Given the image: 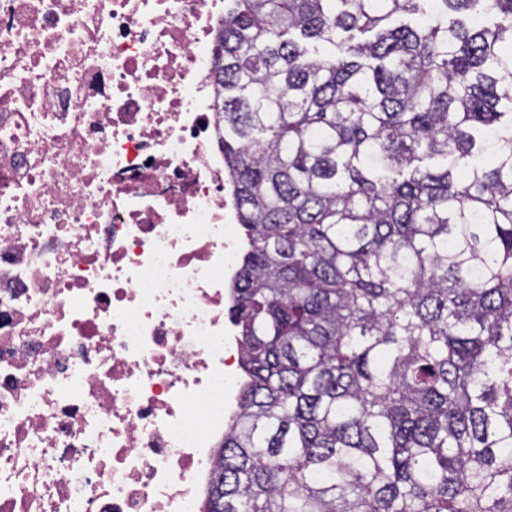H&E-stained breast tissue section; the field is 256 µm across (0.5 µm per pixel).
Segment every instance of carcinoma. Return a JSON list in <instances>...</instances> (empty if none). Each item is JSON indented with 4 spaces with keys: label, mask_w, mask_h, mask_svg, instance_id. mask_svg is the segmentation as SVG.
Returning a JSON list of instances; mask_svg holds the SVG:
<instances>
[{
    "label": "carcinoma",
    "mask_w": 512,
    "mask_h": 512,
    "mask_svg": "<svg viewBox=\"0 0 512 512\" xmlns=\"http://www.w3.org/2000/svg\"><path fill=\"white\" fill-rule=\"evenodd\" d=\"M244 385L205 512H512V0H224Z\"/></svg>",
    "instance_id": "cac0c4a2"
}]
</instances>
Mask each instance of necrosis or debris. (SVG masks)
<instances>
[{"mask_svg":"<svg viewBox=\"0 0 512 512\" xmlns=\"http://www.w3.org/2000/svg\"><path fill=\"white\" fill-rule=\"evenodd\" d=\"M224 0H0V512H203L239 402Z\"/></svg>","mask_w":512,"mask_h":512,"instance_id":"necrosis-or-debris-1","label":"necrosis or debris"}]
</instances>
